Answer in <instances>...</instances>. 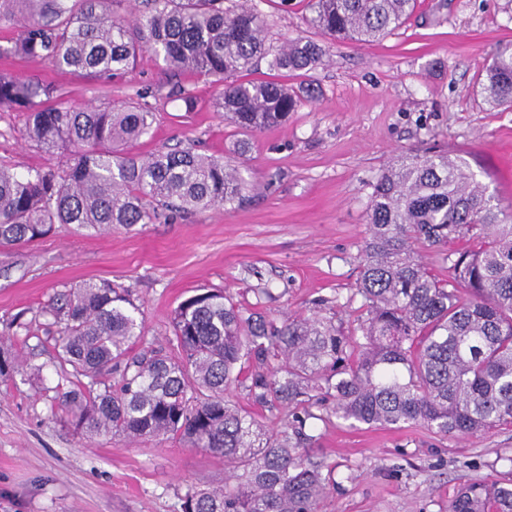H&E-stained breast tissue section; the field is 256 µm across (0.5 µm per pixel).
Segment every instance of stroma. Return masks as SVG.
<instances>
[{
    "label": "stroma",
    "mask_w": 512,
    "mask_h": 512,
    "mask_svg": "<svg viewBox=\"0 0 512 512\" xmlns=\"http://www.w3.org/2000/svg\"><path fill=\"white\" fill-rule=\"evenodd\" d=\"M257 5L271 46L302 37L325 50L303 79L311 99L268 130L228 123L216 106L219 86L170 73L150 54L106 84L0 58V70L56 84L71 108L155 93L152 128L131 152L192 146L236 165L246 185L243 203L226 209L109 232L61 224L35 243L0 247V340L24 363L0 376V512H182L189 488L224 482L223 457L181 436L75 430L60 401L58 327L43 314L61 293L88 281L129 286L156 349L174 309L207 291L278 322L317 314L344 323L336 302L358 277L372 185L400 155L448 150L501 205L512 204V108L491 107L481 93L492 52L512 47V0H417L402 27L369 43L320 39L306 22L308 0ZM176 86L193 93V111L173 96ZM26 121L25 112H0V165L21 172L61 163L63 153L28 141ZM312 426L310 453L335 479L318 512H446L460 483L512 469V424L447 439L414 424Z\"/></svg>",
    "instance_id": "35a3bbf8"
}]
</instances>
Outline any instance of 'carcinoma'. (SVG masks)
<instances>
[{
    "label": "carcinoma",
    "mask_w": 512,
    "mask_h": 512,
    "mask_svg": "<svg viewBox=\"0 0 512 512\" xmlns=\"http://www.w3.org/2000/svg\"><path fill=\"white\" fill-rule=\"evenodd\" d=\"M416 0H309V25L330 40L366 43L398 29ZM15 29L0 56L47 61L108 82L145 53L173 72L222 86L217 107L244 131L288 120L301 95L275 80L238 81L259 61L291 75L322 62L302 38L271 52L255 0H0ZM488 103L512 107V49L485 70ZM28 112L26 136L69 159L17 173L0 166V245L33 243L57 224L78 230L148 224L158 209L189 215L243 200L245 183L224 161L192 148L124 153L151 130L155 107L60 103L57 86L0 71V111ZM368 236L348 327L321 317L281 323L243 309L222 291L182 301L169 350L128 355L145 338L131 290L85 282L43 310L60 326L56 358L71 371L62 407L88 436L179 434L224 457V486L188 490L183 512H316L332 468L311 459L310 419L400 428L419 423L442 438L486 434L512 423V214L460 158L409 153L373 184ZM475 241L444 254L451 276L423 263L420 248ZM253 362L251 368L246 363ZM105 370L119 374L107 384ZM246 385L281 407L278 429L224 399ZM321 408L326 415H317ZM447 512H512V470L468 480Z\"/></svg>",
    "instance_id": "cac0c4a2"
}]
</instances>
